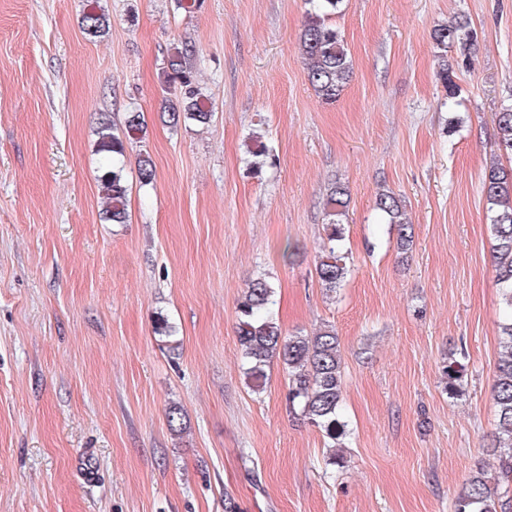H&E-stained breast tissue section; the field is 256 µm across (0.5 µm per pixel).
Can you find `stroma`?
Masks as SVG:
<instances>
[{
    "mask_svg": "<svg viewBox=\"0 0 512 512\" xmlns=\"http://www.w3.org/2000/svg\"><path fill=\"white\" fill-rule=\"evenodd\" d=\"M90 3L0 0V512H224L228 494L242 512H454L472 470L498 466L482 179L512 104V0H344L353 75L332 101L298 51L306 0H100L101 38L81 29ZM461 14L477 42L452 99L430 33ZM186 44L214 118L174 130L166 60ZM132 110L147 133L122 158L129 221L110 224L95 130ZM251 145L270 151L261 170ZM336 182L351 272L328 295L315 260ZM383 189L413 225L407 256L375 209ZM260 275L285 332L340 339L345 468L289 414L280 363L258 392L243 373L237 307ZM441 371L443 390L449 398L463 395V382L467 375V366L460 360L449 358Z\"/></svg>",
    "mask_w": 512,
    "mask_h": 512,
    "instance_id": "1",
    "label": "stroma"
}]
</instances>
